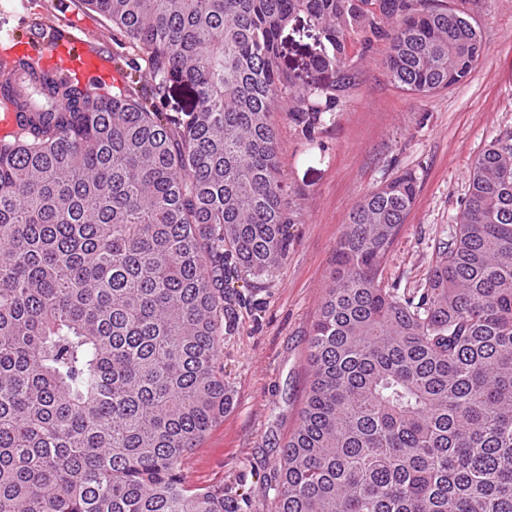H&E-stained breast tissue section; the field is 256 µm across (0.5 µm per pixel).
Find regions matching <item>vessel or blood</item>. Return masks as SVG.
Instances as JSON below:
<instances>
[{
    "instance_id": "obj_1",
    "label": "vessel or blood",
    "mask_w": 512,
    "mask_h": 512,
    "mask_svg": "<svg viewBox=\"0 0 512 512\" xmlns=\"http://www.w3.org/2000/svg\"><path fill=\"white\" fill-rule=\"evenodd\" d=\"M22 54L43 60L45 65L73 75L84 86H91L95 77L107 73L109 60L98 53L90 41L75 31L49 38L43 45L22 47Z\"/></svg>"
}]
</instances>
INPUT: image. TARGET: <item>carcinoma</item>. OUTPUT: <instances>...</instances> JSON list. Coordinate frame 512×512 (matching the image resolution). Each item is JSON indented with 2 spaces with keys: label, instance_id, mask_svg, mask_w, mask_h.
I'll list each match as a JSON object with an SVG mask.
<instances>
[{
  "label": "carcinoma",
  "instance_id": "cac0c4a2",
  "mask_svg": "<svg viewBox=\"0 0 512 512\" xmlns=\"http://www.w3.org/2000/svg\"><path fill=\"white\" fill-rule=\"evenodd\" d=\"M135 42L152 101L0 62V512H238L186 455L222 419L224 302L273 276L300 223L278 129L311 142L378 42L421 98L463 83L479 27L445 0H81ZM304 14L321 39L281 63ZM175 84L197 108L172 115ZM352 207L311 325V380L274 512H512V129L476 156L412 294L382 271L416 201Z\"/></svg>",
  "mask_w": 512,
  "mask_h": 512
}]
</instances>
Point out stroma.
Here are the masks:
<instances>
[{"label":"stroma","instance_id":"35a3bbf8","mask_svg":"<svg viewBox=\"0 0 512 512\" xmlns=\"http://www.w3.org/2000/svg\"><path fill=\"white\" fill-rule=\"evenodd\" d=\"M452 2L483 35L484 56L466 81L428 98L408 94L388 79L387 46L381 43L358 61L357 94L326 122L315 143L288 124L280 126L283 178L302 198V219L291 230L279 270L244 289V301L230 303L222 359L233 405L182 464L190 485L236 494L240 512H272L267 480L309 386L310 329L352 206L396 175L415 174L416 202L382 273L388 287L414 291L449 238L472 161L501 129L512 128V0ZM57 26L85 29L121 80L130 81L137 49L78 0H14L0 8V30H12L28 45L40 44ZM318 34L306 17L292 20L283 34V65L301 67Z\"/></svg>","mask_w":512,"mask_h":512}]
</instances>
